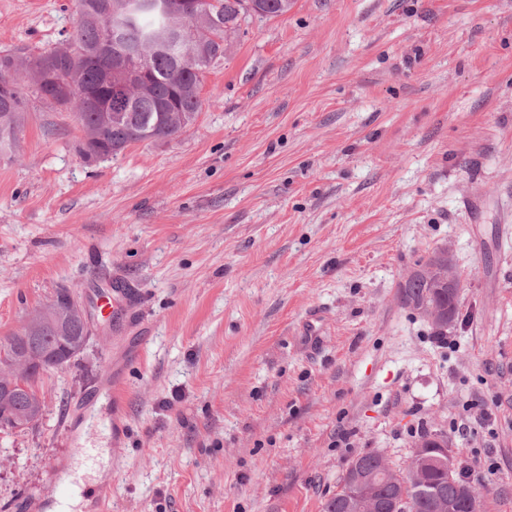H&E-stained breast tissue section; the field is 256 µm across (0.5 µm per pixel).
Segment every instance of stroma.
Wrapping results in <instances>:
<instances>
[{
	"mask_svg": "<svg viewBox=\"0 0 512 512\" xmlns=\"http://www.w3.org/2000/svg\"><path fill=\"white\" fill-rule=\"evenodd\" d=\"M76 25L74 0H0V50ZM201 97L179 137L94 163L35 102L0 156V338L62 288L93 331L43 375V420L0 433V512H55L72 465L82 512H324L351 460L407 469L424 430L512 512V0H293ZM445 245L440 334L400 286ZM116 282L119 324L96 311ZM110 362L121 396L87 399Z\"/></svg>",
	"mask_w": 512,
	"mask_h": 512,
	"instance_id": "stroma-1",
	"label": "stroma"
}]
</instances>
